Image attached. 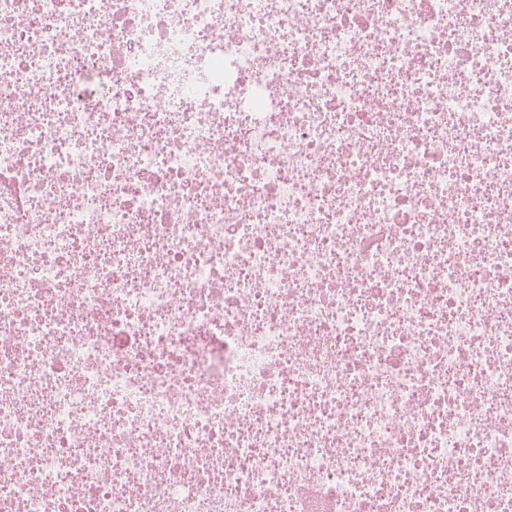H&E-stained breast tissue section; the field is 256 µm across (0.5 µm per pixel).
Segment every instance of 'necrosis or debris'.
I'll use <instances>...</instances> for the list:
<instances>
[{
	"label": "necrosis or debris",
	"instance_id": "obj_1",
	"mask_svg": "<svg viewBox=\"0 0 512 512\" xmlns=\"http://www.w3.org/2000/svg\"><path fill=\"white\" fill-rule=\"evenodd\" d=\"M0 512H512V0H0Z\"/></svg>",
	"mask_w": 512,
	"mask_h": 512
}]
</instances>
